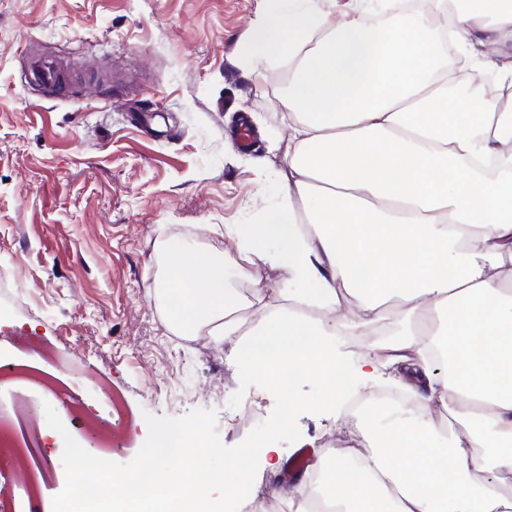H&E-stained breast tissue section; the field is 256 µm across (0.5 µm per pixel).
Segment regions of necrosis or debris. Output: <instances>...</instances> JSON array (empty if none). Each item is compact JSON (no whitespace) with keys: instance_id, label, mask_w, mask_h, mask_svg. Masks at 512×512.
Here are the masks:
<instances>
[{"instance_id":"4bbe7bcc","label":"necrosis or debris","mask_w":512,"mask_h":512,"mask_svg":"<svg viewBox=\"0 0 512 512\" xmlns=\"http://www.w3.org/2000/svg\"><path fill=\"white\" fill-rule=\"evenodd\" d=\"M23 357L7 364L0 372V467L21 471L23 482L9 491H0V512H41L43 488L50 471L45 462L36 460L41 427L37 412L27 398V391H37L42 400L56 402L68 394V380H81L96 393L107 389L94 376H79L69 353L26 339L20 342Z\"/></svg>"}]
</instances>
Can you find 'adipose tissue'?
<instances>
[{
    "instance_id": "ef3b65f1",
    "label": "adipose tissue",
    "mask_w": 512,
    "mask_h": 512,
    "mask_svg": "<svg viewBox=\"0 0 512 512\" xmlns=\"http://www.w3.org/2000/svg\"><path fill=\"white\" fill-rule=\"evenodd\" d=\"M429 3L269 0L252 23L250 67L288 72L292 150L281 201L224 238L240 271L282 270L309 315L269 310L258 280L234 287L184 237L160 246L174 334L249 354L277 388L323 381L326 409L382 379L418 398L369 453L321 454L292 482L289 499L315 490L338 512H512V0ZM390 304L395 339L350 362L337 330ZM454 401L480 430L436 436L430 409Z\"/></svg>"
}]
</instances>
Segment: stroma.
Segmentation results:
<instances>
[{
    "label": "stroma",
    "mask_w": 512,
    "mask_h": 512,
    "mask_svg": "<svg viewBox=\"0 0 512 512\" xmlns=\"http://www.w3.org/2000/svg\"><path fill=\"white\" fill-rule=\"evenodd\" d=\"M266 0H0V271L20 312L0 317V360L32 335L105 375L125 405L110 413L112 461L143 444L145 414L216 412L238 444L274 399L250 388L241 408L227 346L211 363L195 340L171 333L156 308L159 246L170 234L230 250L228 224L257 223L284 188L288 129L277 84L243 58ZM76 73L66 97L25 80L30 58ZM289 461L332 440L370 448L357 414L303 413Z\"/></svg>",
    "instance_id": "obj_1"
}]
</instances>
